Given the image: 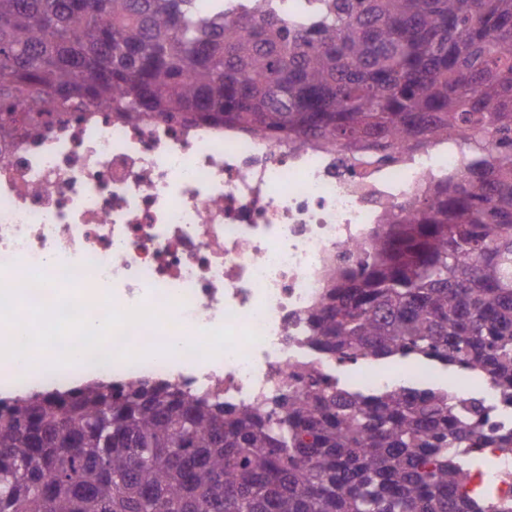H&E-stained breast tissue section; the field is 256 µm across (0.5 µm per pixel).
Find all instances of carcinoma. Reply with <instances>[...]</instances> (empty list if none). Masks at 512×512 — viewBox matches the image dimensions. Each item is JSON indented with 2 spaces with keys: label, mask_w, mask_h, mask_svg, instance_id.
<instances>
[{
  "label": "carcinoma",
  "mask_w": 512,
  "mask_h": 512,
  "mask_svg": "<svg viewBox=\"0 0 512 512\" xmlns=\"http://www.w3.org/2000/svg\"><path fill=\"white\" fill-rule=\"evenodd\" d=\"M0 0L9 126L75 105L325 140L356 155L457 135L464 173L383 215L308 315L348 359L423 358L512 395V0ZM111 437H100L101 428ZM512 452L447 389L314 383L266 412L169 384L0 398V512H512L464 490Z\"/></svg>",
  "instance_id": "carcinoma-1"
}]
</instances>
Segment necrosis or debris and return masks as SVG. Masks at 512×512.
<instances>
[{
  "label": "necrosis or debris",
  "mask_w": 512,
  "mask_h": 512,
  "mask_svg": "<svg viewBox=\"0 0 512 512\" xmlns=\"http://www.w3.org/2000/svg\"><path fill=\"white\" fill-rule=\"evenodd\" d=\"M459 140L399 152L292 145L100 108L0 133V325L45 317L89 376L151 377L237 408L332 386L349 361L307 313L383 215L460 176ZM469 492L512 500L483 448Z\"/></svg>",
  "instance_id": "4bbe7bcc"
}]
</instances>
